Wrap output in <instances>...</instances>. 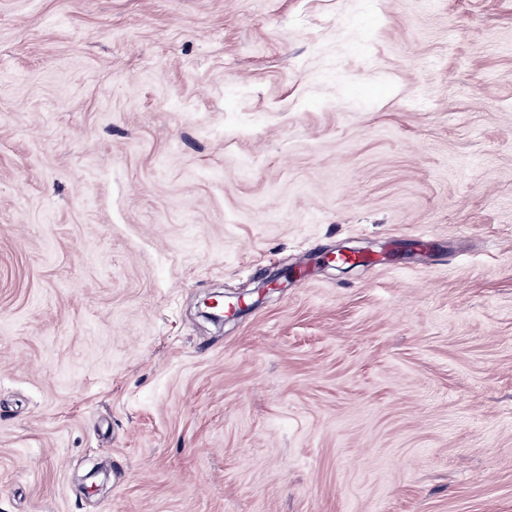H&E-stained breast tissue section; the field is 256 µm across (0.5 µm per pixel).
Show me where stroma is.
I'll return each mask as SVG.
<instances>
[{
  "instance_id": "1",
  "label": "stroma",
  "mask_w": 512,
  "mask_h": 512,
  "mask_svg": "<svg viewBox=\"0 0 512 512\" xmlns=\"http://www.w3.org/2000/svg\"><path fill=\"white\" fill-rule=\"evenodd\" d=\"M0 512H512V0H0Z\"/></svg>"
}]
</instances>
